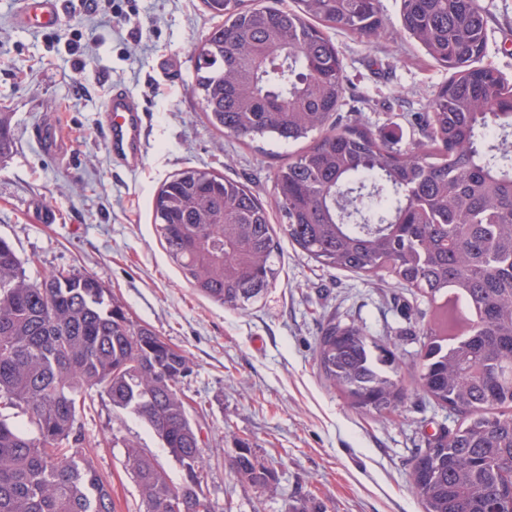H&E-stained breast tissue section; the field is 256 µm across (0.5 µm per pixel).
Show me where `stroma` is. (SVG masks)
Returning a JSON list of instances; mask_svg holds the SVG:
<instances>
[{
  "instance_id": "35a3bbf8",
  "label": "stroma",
  "mask_w": 512,
  "mask_h": 512,
  "mask_svg": "<svg viewBox=\"0 0 512 512\" xmlns=\"http://www.w3.org/2000/svg\"><path fill=\"white\" fill-rule=\"evenodd\" d=\"M116 18L64 0L57 30L14 22L19 0H0V112L11 115L15 147L0 162V238L30 280L54 270L96 276L134 323L190 360L182 383L208 465L200 493L216 512H423L409 487L417 454L452 430L458 413L415 385L420 332L434 304L393 281L324 267L281 242L280 273L247 311L190 288L169 260L153 222V199L172 175L207 167L274 205L273 172L298 143L244 145L211 130L191 91L193 46L215 26L202 0H129ZM487 17L484 64L512 82V0H479ZM345 67L342 122L360 118L375 136L407 149L448 73L405 37L360 41L329 31ZM131 92L149 116L141 161L110 158L98 131L109 90ZM53 121L64 155L33 136ZM53 220H39L40 209ZM364 324L370 342L401 359L406 391L392 413L353 408L320 373L317 341L328 321ZM98 442L92 457L112 487L115 512H138V486L125 468L127 445L155 459L173 483L184 473L149 426L91 394L81 416ZM253 449L273 472L258 489L229 466Z\"/></svg>"
}]
</instances>
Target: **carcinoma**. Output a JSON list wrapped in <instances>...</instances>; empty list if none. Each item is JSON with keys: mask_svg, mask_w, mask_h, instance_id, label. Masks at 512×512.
I'll list each match as a JSON object with an SVG mask.
<instances>
[{"mask_svg": "<svg viewBox=\"0 0 512 512\" xmlns=\"http://www.w3.org/2000/svg\"><path fill=\"white\" fill-rule=\"evenodd\" d=\"M224 23L194 48L193 92L205 123L242 142L318 137L273 174L279 229L244 184L187 168L159 188L154 221L185 282L244 310L278 277L277 233L321 265L390 274L431 301L417 386L463 415L420 452L410 487L424 512H512V85L481 64L479 0H400V30L379 0H293L291 8L203 0ZM360 40L401 32L448 71L430 102L425 141L405 150L357 119L339 120L346 75L328 30ZM12 149L0 113V156ZM317 360L357 410L388 413L405 397L395 352L363 325L328 322ZM184 351L133 323L91 274L30 281L0 238V512H114L110 484L79 423L88 392L141 417L185 473L170 482L127 446L139 512H215L199 491L207 459L181 391ZM20 408L29 432L3 414ZM255 487L272 472L250 448L230 461Z\"/></svg>", "mask_w": 512, "mask_h": 512, "instance_id": "1", "label": "carcinoma"}]
</instances>
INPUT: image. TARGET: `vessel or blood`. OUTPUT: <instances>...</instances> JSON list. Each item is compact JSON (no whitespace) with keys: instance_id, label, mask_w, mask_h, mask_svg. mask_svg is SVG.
Instances as JSON below:
<instances>
[{"instance_id":"1","label":"vessel or blood","mask_w":512,"mask_h":512,"mask_svg":"<svg viewBox=\"0 0 512 512\" xmlns=\"http://www.w3.org/2000/svg\"><path fill=\"white\" fill-rule=\"evenodd\" d=\"M61 0H21L16 23L24 29L57 27ZM145 113L136 98L116 90L104 107L101 131L110 155L135 160L142 154Z\"/></svg>"}]
</instances>
